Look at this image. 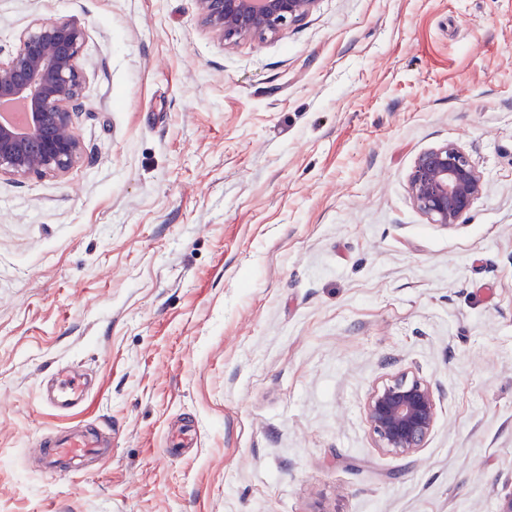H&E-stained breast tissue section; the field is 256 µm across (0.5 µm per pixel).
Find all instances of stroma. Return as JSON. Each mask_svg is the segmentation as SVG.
<instances>
[{
  "mask_svg": "<svg viewBox=\"0 0 512 512\" xmlns=\"http://www.w3.org/2000/svg\"><path fill=\"white\" fill-rule=\"evenodd\" d=\"M82 27L83 162L0 178V512H497L512 491V0H320L228 46L197 0H0ZM458 144L485 193L414 205ZM93 390L63 414L58 367ZM439 412L376 448L372 387ZM92 430L81 474L30 450ZM484 188L482 174L451 142L420 153L409 176V192L416 207L432 224L445 227L460 223ZM364 412L376 448L407 456L423 448L435 426L438 406L426 380L402 373L371 390Z\"/></svg>",
  "mask_w": 512,
  "mask_h": 512,
  "instance_id": "1",
  "label": "stroma"
}]
</instances>
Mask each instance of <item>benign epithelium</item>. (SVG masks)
I'll return each instance as SVG.
<instances>
[{"mask_svg": "<svg viewBox=\"0 0 512 512\" xmlns=\"http://www.w3.org/2000/svg\"><path fill=\"white\" fill-rule=\"evenodd\" d=\"M201 22L233 45L246 37L275 35L306 19L319 0H197ZM85 31L65 19L40 20L0 60V105L22 102L26 121H0V177L63 176L83 158L76 119L84 103L85 78L78 59ZM485 188L482 174L454 143L418 155L409 176L416 207L433 224L452 227L470 212ZM364 412L376 447L407 456L423 447L438 406L430 384L406 373L378 383Z\"/></svg>", "mask_w": 512, "mask_h": 512, "instance_id": "1", "label": "benign epithelium"}]
</instances>
